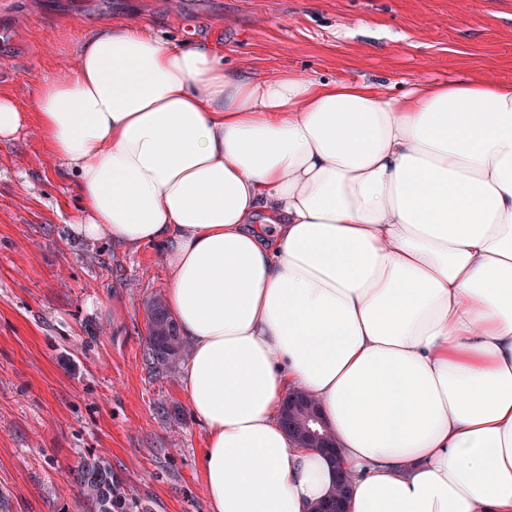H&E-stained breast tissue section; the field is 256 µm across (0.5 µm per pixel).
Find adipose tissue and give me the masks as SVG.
I'll list each match as a JSON object with an SVG mask.
<instances>
[{
  "label": "adipose tissue",
  "instance_id": "1",
  "mask_svg": "<svg viewBox=\"0 0 512 512\" xmlns=\"http://www.w3.org/2000/svg\"><path fill=\"white\" fill-rule=\"evenodd\" d=\"M0 142L37 122L76 235L162 243L210 512H311L290 441L312 397L350 512H512V82L257 79L211 43L89 29Z\"/></svg>",
  "mask_w": 512,
  "mask_h": 512
}]
</instances>
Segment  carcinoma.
Wrapping results in <instances>:
<instances>
[{
    "label": "carcinoma",
    "mask_w": 512,
    "mask_h": 512,
    "mask_svg": "<svg viewBox=\"0 0 512 512\" xmlns=\"http://www.w3.org/2000/svg\"><path fill=\"white\" fill-rule=\"evenodd\" d=\"M148 356L154 368L170 370L181 357L185 342L179 326L162 299L146 304ZM73 477L86 503L87 512H129V502L112 466L101 458H85L73 471Z\"/></svg>",
    "instance_id": "cac0c4a2"
}]
</instances>
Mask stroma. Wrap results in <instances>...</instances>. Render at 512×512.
Segmentation results:
<instances>
[{"mask_svg": "<svg viewBox=\"0 0 512 512\" xmlns=\"http://www.w3.org/2000/svg\"><path fill=\"white\" fill-rule=\"evenodd\" d=\"M212 42L262 78L291 70L397 95L415 80H512V0H0V96L31 106L100 22ZM80 199L36 123L0 143V512H86L71 470L111 463L138 512H208L205 429L145 360L158 244L79 239Z\"/></svg>", "mask_w": 512, "mask_h": 512, "instance_id": "35a3bbf8", "label": "stroma"}]
</instances>
